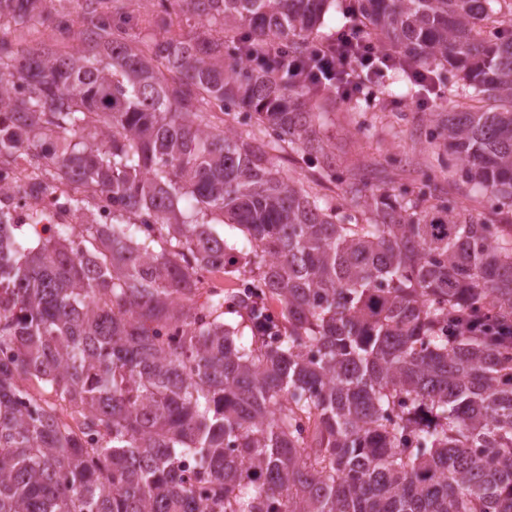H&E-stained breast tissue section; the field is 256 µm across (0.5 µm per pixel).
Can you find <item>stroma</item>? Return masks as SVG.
<instances>
[{"label":"stroma","instance_id":"35a3bbf8","mask_svg":"<svg viewBox=\"0 0 512 512\" xmlns=\"http://www.w3.org/2000/svg\"><path fill=\"white\" fill-rule=\"evenodd\" d=\"M319 106L324 113L321 135L336 159L337 175L366 173L377 187L393 193L423 187L444 149L433 137L437 115L452 109L445 99L420 103L408 93L405 81L393 75L382 87L367 89L360 99H323ZM278 163L304 188L337 199L336 183L322 178L320 168L307 156L287 150ZM447 163V176L437 180L444 198L481 214L499 226L502 235H511L512 206L490 201L480 185L467 181L456 157H448Z\"/></svg>","mask_w":512,"mask_h":512}]
</instances>
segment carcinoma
<instances>
[{
    "mask_svg": "<svg viewBox=\"0 0 512 512\" xmlns=\"http://www.w3.org/2000/svg\"><path fill=\"white\" fill-rule=\"evenodd\" d=\"M84 2L61 53L5 23L64 43L69 13L0 0V164L81 218L0 201V512H512V239L429 184L356 174L322 202L275 163L288 147L336 176L311 110L336 86L280 65L332 0H163L148 36ZM340 2L403 66L489 102L438 135L512 202V0ZM208 268L251 287L204 289ZM28 384L68 418L22 411Z\"/></svg>",
    "mask_w": 512,
    "mask_h": 512,
    "instance_id": "1",
    "label": "carcinoma"
}]
</instances>
